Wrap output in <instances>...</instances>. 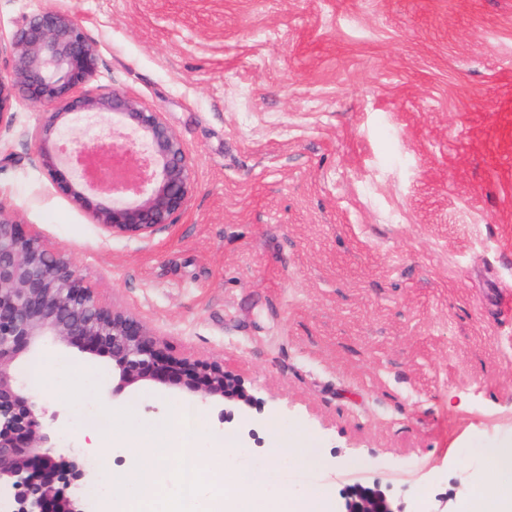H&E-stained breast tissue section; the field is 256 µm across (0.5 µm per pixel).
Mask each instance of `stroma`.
Instances as JSON below:
<instances>
[{"label": "stroma", "mask_w": 512, "mask_h": 512, "mask_svg": "<svg viewBox=\"0 0 512 512\" xmlns=\"http://www.w3.org/2000/svg\"><path fill=\"white\" fill-rule=\"evenodd\" d=\"M98 45L90 92L164 112L195 190L148 240L59 194L0 143V205L65 249L176 358L217 362L262 409L228 465L272 501L377 483L461 512L512 439V0H62ZM85 447L109 361L19 366ZM150 387L114 410L171 420ZM311 442L308 466L286 447Z\"/></svg>", "instance_id": "35a3bbf8"}]
</instances>
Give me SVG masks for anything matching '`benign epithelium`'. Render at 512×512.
<instances>
[{"label": "benign epithelium", "instance_id": "benign-epithelium-1", "mask_svg": "<svg viewBox=\"0 0 512 512\" xmlns=\"http://www.w3.org/2000/svg\"><path fill=\"white\" fill-rule=\"evenodd\" d=\"M10 72L0 73V139L35 145V159L57 191L76 203L105 232L151 238L173 223L193 191L192 161L164 113L148 110L125 93L82 92L100 63L97 44L61 4L27 17L0 52ZM45 109L37 125L17 132L13 101ZM108 136L89 144L82 134L101 118ZM77 349L85 358L107 357L112 387L107 402L127 389L152 384L190 402L222 407L219 421L234 419L225 401L250 402L244 382L224 366L167 354L137 315L105 304L65 251L0 206V499L5 512H85L78 490L98 480L87 452L54 450L44 432V411L19 384L18 363L48 344ZM332 512H404L378 484H356Z\"/></svg>", "mask_w": 512, "mask_h": 512}]
</instances>
